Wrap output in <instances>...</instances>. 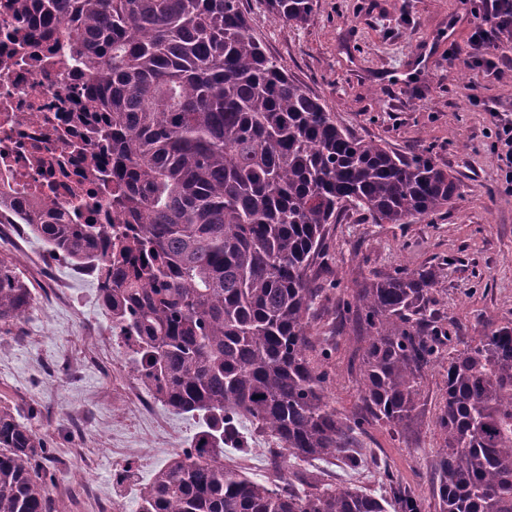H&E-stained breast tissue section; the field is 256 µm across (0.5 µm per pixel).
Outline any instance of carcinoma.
<instances>
[{
    "label": "carcinoma",
    "instance_id": "1",
    "mask_svg": "<svg viewBox=\"0 0 512 512\" xmlns=\"http://www.w3.org/2000/svg\"><path fill=\"white\" fill-rule=\"evenodd\" d=\"M34 5L88 73L107 119L90 142L122 183L112 205L142 224H68L0 192V206L96 279L112 335L151 400L202 419L193 443L139 493V512H420L387 476L384 493L321 487L288 459H363L372 421L395 432L420 415L443 332L429 311L439 264L399 269L338 299L363 323L357 370L368 418L339 414L310 361L312 278L327 226L351 205L376 224L448 208L454 176L428 154L353 136L266 53L243 0H12ZM302 25L314 0H263ZM35 296L0 252V331ZM434 423L439 512H512V321L443 357ZM268 431L277 481L224 466L241 422ZM54 445L0 402V512H61L48 491Z\"/></svg>",
    "mask_w": 512,
    "mask_h": 512
}]
</instances>
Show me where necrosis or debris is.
Returning a JSON list of instances; mask_svg holds the SVG:
<instances>
[{"mask_svg":"<svg viewBox=\"0 0 512 512\" xmlns=\"http://www.w3.org/2000/svg\"><path fill=\"white\" fill-rule=\"evenodd\" d=\"M87 76L36 13L0 0V177L16 199L63 209L71 224H122L116 183H102L98 150L75 151L98 113ZM65 162V172L53 160Z\"/></svg>","mask_w":512,"mask_h":512,"instance_id":"necrosis-or-debris-1","label":"necrosis or debris"}]
</instances>
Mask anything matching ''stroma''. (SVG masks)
Here are the masks:
<instances>
[{
  "instance_id": "stroma-1",
  "label": "stroma",
  "mask_w": 512,
  "mask_h": 512,
  "mask_svg": "<svg viewBox=\"0 0 512 512\" xmlns=\"http://www.w3.org/2000/svg\"><path fill=\"white\" fill-rule=\"evenodd\" d=\"M251 24L289 74L335 112L338 124L399 151H428L460 183L451 207L412 224H374L349 211L331 225L327 256L315 271L340 296L399 267L444 264L432 310L448 335L446 349L512 321V181L498 168L496 123L512 120V63L501 76L468 66L477 24L475 0H315L307 24L275 19L263 0H245ZM16 252L39 300L0 335V400L37 414L32 425L59 453L51 495L68 512H138L141 486L196 439L202 422L154 405L141 416L123 401L134 375L129 352L112 338L97 282L45 242L27 235ZM57 286L63 299L43 300ZM312 360L329 374L330 403L360 414L355 365L362 328L354 314L321 301L313 320ZM445 370L433 364L423 389L424 414L410 439L372 425L364 460L303 462L321 485L381 490L383 473L411 487L421 512H437L434 460L442 439L434 426ZM243 448L224 451L226 466L268 479L263 438L243 424Z\"/></svg>"
}]
</instances>
